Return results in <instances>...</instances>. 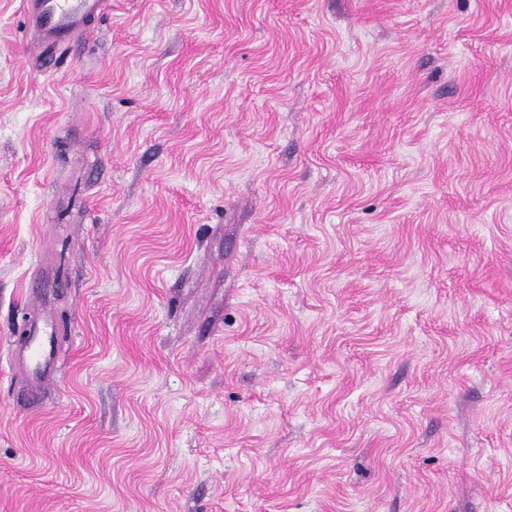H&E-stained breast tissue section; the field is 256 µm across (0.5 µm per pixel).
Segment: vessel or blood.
I'll return each instance as SVG.
<instances>
[{
  "instance_id": "vessel-or-blood-1",
  "label": "vessel or blood",
  "mask_w": 512,
  "mask_h": 512,
  "mask_svg": "<svg viewBox=\"0 0 512 512\" xmlns=\"http://www.w3.org/2000/svg\"><path fill=\"white\" fill-rule=\"evenodd\" d=\"M105 0H23L24 16L40 42L47 45L71 42L87 30L89 18L102 11ZM57 328L42 316H34L29 324V340L18 356L27 364V377L32 389H39L51 379L57 359Z\"/></svg>"
}]
</instances>
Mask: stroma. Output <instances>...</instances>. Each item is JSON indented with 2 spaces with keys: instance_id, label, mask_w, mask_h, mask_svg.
Wrapping results in <instances>:
<instances>
[{
  "instance_id": "35a3bbf8",
  "label": "stroma",
  "mask_w": 512,
  "mask_h": 512,
  "mask_svg": "<svg viewBox=\"0 0 512 512\" xmlns=\"http://www.w3.org/2000/svg\"><path fill=\"white\" fill-rule=\"evenodd\" d=\"M0 512H512V0H0ZM105 0H24V16L38 40L47 45L70 43L87 31L86 22L100 15ZM57 328L48 319L33 314L29 324V340L18 357L27 363V377L32 390L51 380V368L57 359Z\"/></svg>"
}]
</instances>
